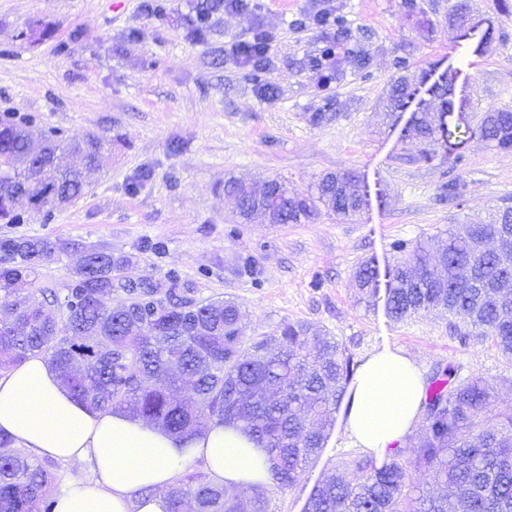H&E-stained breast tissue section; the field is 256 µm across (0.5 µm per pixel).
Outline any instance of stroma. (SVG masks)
Listing matches in <instances>:
<instances>
[{
    "label": "stroma",
    "mask_w": 512,
    "mask_h": 512,
    "mask_svg": "<svg viewBox=\"0 0 512 512\" xmlns=\"http://www.w3.org/2000/svg\"><path fill=\"white\" fill-rule=\"evenodd\" d=\"M323 1L343 16L353 50L327 87L311 67L324 44L311 17ZM455 2L417 0L409 16L400 0H292L285 10L247 0L238 12L211 0H0V113L103 142L81 195L51 217L0 224V238L59 246L23 296L69 284L81 261L74 244L102 246L132 260L114 273L112 307L127 300L124 282L175 274L187 297L233 300L245 339L300 322L358 362L398 347L424 376L454 365L491 379L496 407L512 409V358L491 340L461 342L436 312L394 321L384 299L360 300L354 283L362 263L382 274L396 264V241L434 243L449 226L512 205V150L467 135L485 109H512V0H469L468 28L450 16ZM202 9L210 20L200 29ZM258 29L273 36L270 70L233 65L234 45ZM401 60L416 101L438 105L431 87L447 83L446 121L461 130L429 146L424 161L404 136L410 111L385 108ZM347 170L367 189L348 220L245 224L224 190L232 177L257 186L275 177L302 197L324 174ZM451 180L464 207L440 200ZM353 451L336 420L295 484L262 489L270 512H302Z\"/></svg>",
    "instance_id": "35a3bbf8"
}]
</instances>
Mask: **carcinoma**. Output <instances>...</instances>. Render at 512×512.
<instances>
[{
  "mask_svg": "<svg viewBox=\"0 0 512 512\" xmlns=\"http://www.w3.org/2000/svg\"><path fill=\"white\" fill-rule=\"evenodd\" d=\"M415 91L409 79L394 81L390 106L403 110ZM34 120L0 118V154L25 160ZM444 113L421 112L407 137L423 146L450 139ZM490 147L512 148V111H488L477 130ZM42 149L54 158L36 179L33 192L51 186L77 196L79 170L68 161L75 145L59 131L41 135ZM19 166L0 186H25ZM278 192L265 207L237 208L244 220L260 216L272 224H303L321 209L352 216L365 203L360 176L344 171L322 176L309 197ZM237 203L251 202L256 189L229 181ZM469 238L448 231L437 250L421 239L400 242L402 257L388 272L385 306L397 321L438 311L462 342L488 338L512 356V308L501 304L492 285L512 274V254L489 247L512 236V206L469 225ZM57 246L37 238H0V371L41 357L60 383L91 410H122L190 441L212 423L233 424L264 449L271 480L289 486L317 457L335 425L336 414L358 368L333 336H309L303 323H283L266 336L245 341L242 314L230 299L196 301L184 295L177 276L164 291L149 282H128L129 299L112 308V272L130 264L103 248L84 250L82 266L66 288L42 291L43 303L13 301L19 283L32 282L40 263ZM363 298L379 293L370 264L355 273ZM180 353L178 368L169 354ZM494 383L482 376L460 378L455 368L436 369L422 406L423 428L412 454L394 448L342 461L336 476L318 484L303 512H512V411L495 412ZM499 419L489 428L487 418ZM53 464L14 447L0 432V512H52ZM428 474L443 486L430 496L412 480ZM169 512H269L262 497L243 500L229 487L188 474L169 487Z\"/></svg>",
  "mask_w": 512,
  "mask_h": 512,
  "instance_id": "cac0c4a2",
  "label": "carcinoma"
}]
</instances>
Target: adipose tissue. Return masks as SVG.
<instances>
[{
  "label": "adipose tissue",
  "mask_w": 512,
  "mask_h": 512,
  "mask_svg": "<svg viewBox=\"0 0 512 512\" xmlns=\"http://www.w3.org/2000/svg\"><path fill=\"white\" fill-rule=\"evenodd\" d=\"M422 372L401 349L369 353L349 390L345 433L382 458L403 442L420 418ZM0 431L40 457L82 463L54 496V512H168L167 489L192 463H202L213 483L267 486L266 455L233 425H211L186 444L125 412L91 411L33 357L0 373Z\"/></svg>",
  "instance_id": "1"
}]
</instances>
